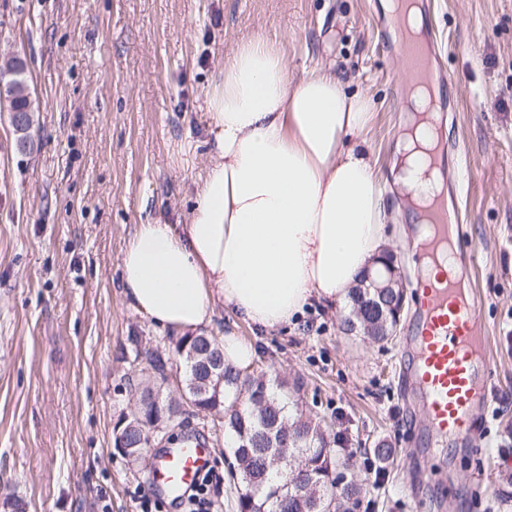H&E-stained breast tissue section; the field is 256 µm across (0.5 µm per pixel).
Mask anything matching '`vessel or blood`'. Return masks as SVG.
Instances as JSON below:
<instances>
[{
	"label": "vessel or blood",
	"instance_id": "obj_1",
	"mask_svg": "<svg viewBox=\"0 0 512 512\" xmlns=\"http://www.w3.org/2000/svg\"><path fill=\"white\" fill-rule=\"evenodd\" d=\"M420 310L410 366L429 427L439 436L467 437L475 409L488 407L494 396L482 301L447 277L425 284ZM211 465L204 443L177 441L154 455L151 489L159 497L181 499Z\"/></svg>",
	"mask_w": 512,
	"mask_h": 512
}]
</instances>
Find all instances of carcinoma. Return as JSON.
<instances>
[{"label": "carcinoma", "instance_id": "obj_1", "mask_svg": "<svg viewBox=\"0 0 512 512\" xmlns=\"http://www.w3.org/2000/svg\"><path fill=\"white\" fill-rule=\"evenodd\" d=\"M375 297L376 289L368 282L352 289L346 323L365 338L384 342L396 330L391 323L380 322L384 305ZM178 361L184 389L198 392L199 406L217 407L223 415L218 425L231 439L239 512H350V501L362 493L351 472V456L333 448L338 439H330L321 421L289 414L294 400L279 376L263 371L246 374L222 364L206 384L189 354ZM146 390L148 397L168 407L170 428L180 425V410L161 397L160 388L148 383ZM269 438L276 445L288 441L289 462L265 448Z\"/></svg>", "mask_w": 512, "mask_h": 512}]
</instances>
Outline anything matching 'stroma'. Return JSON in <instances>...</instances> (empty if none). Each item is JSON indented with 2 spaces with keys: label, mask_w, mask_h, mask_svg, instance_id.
Wrapping results in <instances>:
<instances>
[{
  "label": "stroma",
  "mask_w": 512,
  "mask_h": 512,
  "mask_svg": "<svg viewBox=\"0 0 512 512\" xmlns=\"http://www.w3.org/2000/svg\"><path fill=\"white\" fill-rule=\"evenodd\" d=\"M381 2L0 0V53L25 59L39 105L26 153L0 112V512H133L134 491L148 487L149 464L115 446L136 400L129 339L165 349L177 336L123 297V252L136 225L183 223L194 205V176L209 161L207 97L237 45L277 42L292 79L333 64L370 98L366 138L389 171L409 106ZM431 2L454 146L442 162L461 188L462 240L477 249L472 286L490 331L484 431L423 451L426 420L400 374L419 274L401 190L387 240L409 286L392 340L347 333L348 306L322 303L274 332L220 307L207 332L234 329L257 351L253 368L300 381V410L333 421L355 478L378 469L356 512H512V0ZM185 419L225 475L221 512H238L227 437L208 413Z\"/></svg>",
  "instance_id": "obj_1"
}]
</instances>
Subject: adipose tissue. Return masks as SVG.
Here are the masks:
<instances>
[{
  "instance_id": "ef3b65f1",
  "label": "adipose tissue",
  "mask_w": 512,
  "mask_h": 512,
  "mask_svg": "<svg viewBox=\"0 0 512 512\" xmlns=\"http://www.w3.org/2000/svg\"><path fill=\"white\" fill-rule=\"evenodd\" d=\"M411 102L391 171L425 237L418 210L443 188L432 156L440 124L428 91ZM207 107L213 138L195 203L181 228L137 225L122 258L124 297L183 336L211 325L220 304L273 331L313 300L344 301L387 246L383 177L364 139L369 98L328 66L289 83L279 48L256 37L226 61Z\"/></svg>"
}]
</instances>
